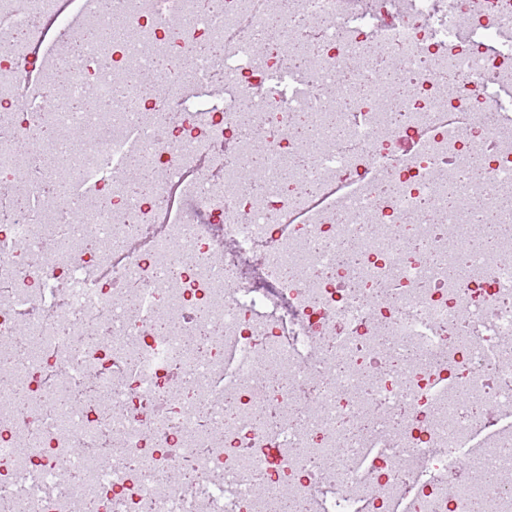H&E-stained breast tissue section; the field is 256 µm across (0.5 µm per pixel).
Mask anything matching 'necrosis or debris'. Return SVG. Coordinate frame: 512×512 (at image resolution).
Listing matches in <instances>:
<instances>
[{
    "label": "necrosis or debris",
    "mask_w": 512,
    "mask_h": 512,
    "mask_svg": "<svg viewBox=\"0 0 512 512\" xmlns=\"http://www.w3.org/2000/svg\"><path fill=\"white\" fill-rule=\"evenodd\" d=\"M55 6L0 0V195L42 200L0 217L10 512H282L288 496L391 512L414 472V512H512L483 478L512 471V435L474 457L480 479L448 484L473 408L512 404V245L484 257L472 221L512 224V114L482 118L512 85V0H291L262 42L241 22L269 24L277 0H112L92 21L120 35L71 54L57 17L49 57L30 15ZM216 40L213 79L196 52ZM160 58L177 70L158 101L143 84ZM392 60L402 98L377 82ZM46 67L87 111L48 87L22 98ZM216 86L221 106L195 107ZM134 126L153 136L140 191L112 166ZM261 151L256 190L242 165ZM345 181L361 192L339 207ZM315 374L314 409L292 419Z\"/></svg>",
    "instance_id": "4bbe7bcc"
}]
</instances>
